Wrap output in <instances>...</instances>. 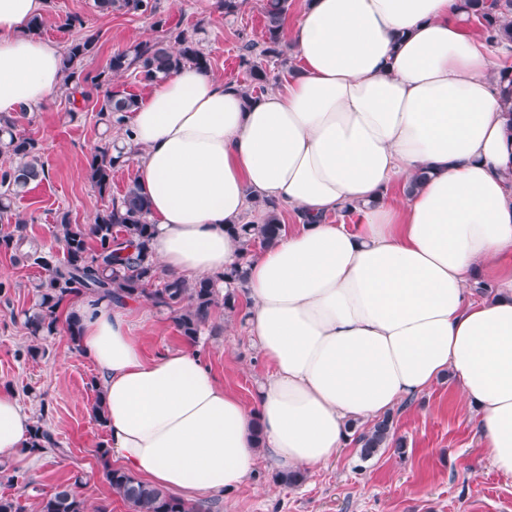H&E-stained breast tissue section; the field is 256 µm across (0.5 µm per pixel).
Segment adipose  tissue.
<instances>
[{
	"label": "adipose tissue",
	"mask_w": 512,
	"mask_h": 512,
	"mask_svg": "<svg viewBox=\"0 0 512 512\" xmlns=\"http://www.w3.org/2000/svg\"><path fill=\"white\" fill-rule=\"evenodd\" d=\"M44 4L0 0V113L34 111L63 84L62 47L26 29ZM459 4L303 0L284 41L297 74L247 100L187 65L125 115L159 271L192 282L244 266L246 328L268 369L248 406L195 346L146 357L131 302L67 304L126 470L216 496L263 455L317 470L349 423L446 375L491 466L512 476V114ZM256 199L297 222L249 254L234 227ZM346 209L353 224L331 222ZM33 428L0 387V457L31 465Z\"/></svg>",
	"instance_id": "obj_1"
}]
</instances>
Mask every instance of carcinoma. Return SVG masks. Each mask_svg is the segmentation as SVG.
I'll return each instance as SVG.
<instances>
[{
    "mask_svg": "<svg viewBox=\"0 0 512 512\" xmlns=\"http://www.w3.org/2000/svg\"><path fill=\"white\" fill-rule=\"evenodd\" d=\"M102 11L127 9L152 12L151 0H97ZM467 17L477 22L488 42L512 43V0H463ZM289 9V0H266V20L263 43L249 42L241 54V64L250 76V86L243 89L247 97L266 90L270 81L262 61L284 55L281 43L282 21ZM176 47L162 41H142L112 54L107 66L94 76L84 73L85 62L94 55L93 38L77 39L67 47L62 69L66 73L64 92L73 98L72 87L80 90L83 100L96 98L99 103L98 122L106 129L121 122L123 114L135 110L138 98L112 89V79L131 71L146 83L157 81L185 65L209 70L208 58L199 49L191 35L180 33L175 37ZM122 150L105 137L94 148L87 161L86 176L100 197L111 198L88 225L73 224L69 214L59 216V235L62 257L34 248L25 258L43 270L32 283L34 304L25 315L24 328L31 340L28 354L45 352L42 342L59 333L60 303L80 294L102 298L118 295L132 301L147 299L153 306L173 314L175 325L182 336L194 342L202 328L210 321L218 303L224 308H236V293L224 295L208 278L187 284L177 279L162 278L153 260L151 244L155 225L149 223V204L138 183L128 187L119 199L112 198V173L119 168ZM46 178L42 161V146L38 140L18 130V119L0 114V223L14 225V229L0 236V248L13 249L25 239L26 220L14 213L16 199L22 197L31 185ZM265 219L261 224H242L237 232L248 246L267 247L275 243L282 230L279 204L263 201ZM159 282V287L152 284ZM393 418L386 414L373 426L354 433L353 441L359 447V456L367 461L389 447ZM31 447L47 448L60 456L68 449L55 440L49 429L35 425ZM105 480L114 495L129 503L133 512H202V505L188 502L170 492L146 483L132 473L114 468L108 460V449L98 448ZM278 483L296 486L306 480L300 469L279 471ZM38 512H87V506L69 486L61 485L37 504Z\"/></svg>",
    "mask_w": 512,
    "mask_h": 512,
    "instance_id": "1",
    "label": "carcinoma"
}]
</instances>
